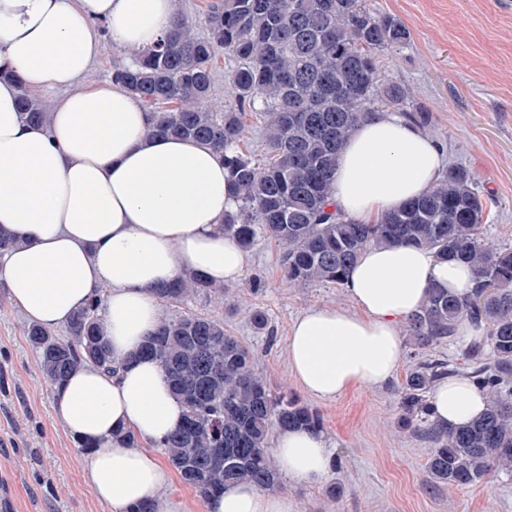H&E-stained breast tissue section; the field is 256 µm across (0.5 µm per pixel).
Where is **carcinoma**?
I'll return each instance as SVG.
<instances>
[{"instance_id": "carcinoma-1", "label": "carcinoma", "mask_w": 512, "mask_h": 512, "mask_svg": "<svg viewBox=\"0 0 512 512\" xmlns=\"http://www.w3.org/2000/svg\"><path fill=\"white\" fill-rule=\"evenodd\" d=\"M202 26L196 34L195 20L181 16L155 46L114 66L112 83L161 113L149 135L198 139L221 154L237 202L224 216V231L245 250L259 242L277 247L288 283L341 286L364 251L383 245L465 260L475 275L471 293L431 290L405 328L413 349L430 351L461 341L456 330L465 319L487 326L486 337L463 349L487 411L462 426L435 422L430 393L459 368L429 357L413 363L397 386L401 420L431 445L426 472L435 487L512 473V246L484 239L487 201L475 175L453 167L427 194L375 224L356 222L333 199L342 147L380 106H403L401 117L415 128L432 122L430 113L410 107L404 84L380 79L379 54L409 42L408 28L373 12L367 0H209ZM221 52L231 63L233 102L215 112L211 62ZM19 105L30 121H46L47 104L25 88ZM246 112L263 119L262 164L243 149ZM201 293L219 299L224 287L189 275L161 290L162 301L172 304ZM101 304L94 298L74 314L62 339L37 324L27 328L48 380L60 382L82 365L112 369ZM144 352L161 364L186 407L183 423L160 447L181 482L203 499L234 482L278 487L271 433L322 424L318 411L273 393L251 349L226 332L221 318L165 315Z\"/></svg>"}]
</instances>
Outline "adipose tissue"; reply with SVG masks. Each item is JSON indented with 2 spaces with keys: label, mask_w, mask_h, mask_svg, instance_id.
Segmentation results:
<instances>
[{
  "label": "adipose tissue",
  "mask_w": 512,
  "mask_h": 512,
  "mask_svg": "<svg viewBox=\"0 0 512 512\" xmlns=\"http://www.w3.org/2000/svg\"><path fill=\"white\" fill-rule=\"evenodd\" d=\"M175 0H0V230L17 247L0 252V286L26 320L67 326L91 299L116 372L84 366L53 384L55 420L86 445L84 479L109 512H135L167 498L173 473L154 444L182 422L185 407L160 364L143 354L161 318L158 288L189 274L238 282L244 251L222 222L235 208L224 162L208 144L148 136L157 116L129 92L87 80L101 36L147 49L177 22ZM55 91L48 123L26 119L19 88ZM442 173L438 149L397 112L361 124L335 172L337 205L371 223L427 193ZM473 273L457 260L411 245L373 247L349 270L357 310L317 306L293 320L288 360L299 386L324 400L357 386L379 388L404 358L401 326L431 289L462 294ZM435 421L460 426L487 403L467 374L439 381ZM142 447L116 443L117 431ZM281 475L304 486L330 476L335 444L321 430L278 432ZM207 512H294L288 495L228 484Z\"/></svg>",
  "instance_id": "adipose-tissue-1"
}]
</instances>
